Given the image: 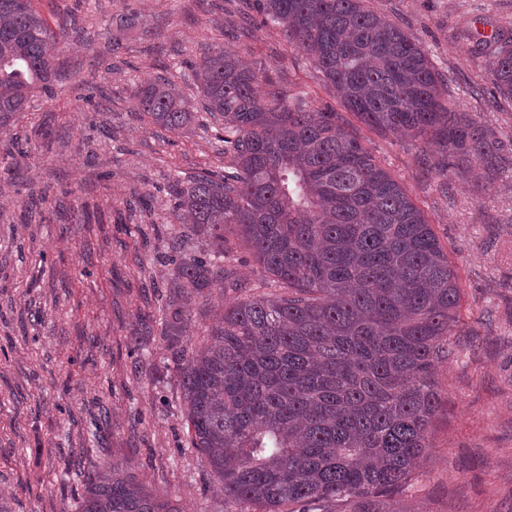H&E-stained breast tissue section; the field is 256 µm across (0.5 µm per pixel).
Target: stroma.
Instances as JSON below:
<instances>
[{
    "label": "stroma",
    "mask_w": 512,
    "mask_h": 512,
    "mask_svg": "<svg viewBox=\"0 0 512 512\" xmlns=\"http://www.w3.org/2000/svg\"><path fill=\"white\" fill-rule=\"evenodd\" d=\"M59 48L53 97L0 127V493L11 512H77L82 474L119 460L179 512H232L189 448L177 361L162 335L174 260L207 240L172 216L169 185L224 172L217 122L169 132L133 93L156 76L197 100L205 48L235 51L307 108L342 106L312 62L245 0H33ZM419 42L458 111L512 162V98L493 91L482 38L512 39V0H370ZM459 270L462 336L435 370L431 446L394 512H512V174L423 170V141L359 128ZM28 138L12 163L10 137ZM219 264L255 292L265 275L234 229Z\"/></svg>",
    "instance_id": "1"
}]
</instances>
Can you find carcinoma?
<instances>
[{
	"label": "carcinoma",
	"mask_w": 512,
	"mask_h": 512,
	"mask_svg": "<svg viewBox=\"0 0 512 512\" xmlns=\"http://www.w3.org/2000/svg\"><path fill=\"white\" fill-rule=\"evenodd\" d=\"M368 0H258L342 106L369 129L426 143L446 179L502 143L447 92L426 50ZM51 30L33 0H0V124L54 75ZM490 81L512 96V39L494 42ZM203 109L223 124L224 176L170 185L173 217L224 254L234 226L280 291L215 311L201 344L179 348L189 307L224 269L176 264L162 334L178 359L190 447L248 512H383L428 448L439 407L434 370L452 355L460 278L402 182L377 163L340 113L307 109L237 54L209 49L195 67ZM151 122L193 119L166 77L135 91ZM81 512H175L114 461L86 476Z\"/></svg>",
	"instance_id": "cac0c4a2"
}]
</instances>
